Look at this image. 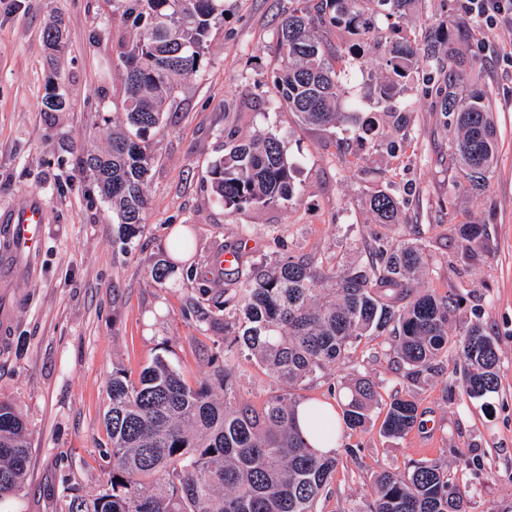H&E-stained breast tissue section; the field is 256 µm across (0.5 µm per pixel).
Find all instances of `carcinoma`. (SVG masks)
<instances>
[{"mask_svg":"<svg viewBox=\"0 0 512 512\" xmlns=\"http://www.w3.org/2000/svg\"><path fill=\"white\" fill-rule=\"evenodd\" d=\"M277 25L278 60L272 82L281 102L305 124L334 128L354 125L358 136L374 122H358L341 108L346 60L378 58L383 73L377 102L398 131H406L401 87L424 72L435 96L443 129L456 131L448 165L476 190L488 186L498 140L489 96L463 91L472 59L463 50L469 31L435 28L422 37L393 38L398 20L419 0H299ZM125 33L117 46L124 112L112 118L103 148L82 152L101 199L112 208L116 241L130 247L141 234L148 204L146 188L156 161L154 135L164 108L181 80L201 64L212 23L224 17V0H112ZM343 27L355 42L332 48L325 33ZM294 164L274 133L224 135V156L207 171L216 196L239 212L287 205L294 197ZM375 224L403 223V204L390 189L370 198ZM463 259L484 248V224L454 227ZM192 238L183 232L171 244L188 256ZM427 244L409 231L398 240L371 233L365 263L323 264L311 257L279 256L237 268L222 288H204V319L224 330L211 360H222L214 378L189 384L162 355H155L133 379L112 368L108 438L100 450L103 490L84 496L63 483L65 512H315L330 486L339 457L323 454L305 440L301 403L293 390L355 351L370 336H386L407 384L432 375L448 345L466 366L461 387L470 399L498 388V348L480 322L463 338L448 333L460 300L419 288L427 275ZM257 363L280 385L260 406L239 398L235 361ZM223 394H218L215 388ZM383 382L366 376L345 386L343 422L364 427L383 407L381 433L403 438L419 425L411 391L382 401ZM29 442L21 412L0 401V502L21 491ZM374 497L352 512H468L465 487L448 477L436 460L410 462L375 473Z\"/></svg>","mask_w":512,"mask_h":512,"instance_id":"carcinoma-1","label":"carcinoma"}]
</instances>
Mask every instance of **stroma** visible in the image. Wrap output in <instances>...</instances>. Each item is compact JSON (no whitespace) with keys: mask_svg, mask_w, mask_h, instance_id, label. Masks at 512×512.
<instances>
[{"mask_svg":"<svg viewBox=\"0 0 512 512\" xmlns=\"http://www.w3.org/2000/svg\"><path fill=\"white\" fill-rule=\"evenodd\" d=\"M294 6V0H224L200 68L165 108L143 233L124 251L113 244L110 206L78 168L81 147L104 145L106 120L122 109L112 47L123 25L112 15V0H0V210L35 197L48 211L32 269L20 280H0V310L10 314L0 340V401L22 412L30 443L25 485L7 512H64L65 475L82 493H98L113 366L136 375L160 354L187 381L211 377L209 350L221 335L195 304L218 253L240 248L250 264L281 253L332 263L366 258L367 201L386 180L404 215L383 234L395 240L406 225L419 226L433 257L422 285L462 295L452 336L478 321L496 338L499 389L482 400L464 398L455 385L463 364L453 355L443 359L438 375L413 388L420 423L407 436L383 437L378 414L366 429L347 432L344 441L356 453L341 456L317 512H352L371 499L376 472L424 459L448 463L468 491L471 512H512V24H488L462 11L459 0H423L401 22L410 36L427 27L472 30L467 84L489 94L498 139L489 186L477 194L449 171L450 136L421 83H407L401 94L411 143L396 152L392 133L360 140L345 126L303 124L280 104L269 79L276 21ZM56 18L66 32L54 53L43 30ZM53 75L68 98L63 112L43 105ZM231 130L279 135L295 165L288 206L235 212L217 199L207 171L223 156ZM467 223L487 225L493 250L468 264L453 233ZM184 229L192 232L188 264L196 276L181 274L157 287L149 273L169 258L171 237ZM236 371L241 396L254 403L279 390L245 358ZM360 374L382 380L386 398L405 388L388 341L378 338L363 340L296 393L301 402L337 407V386Z\"/></svg>","mask_w":512,"mask_h":512,"instance_id":"stroma-1","label":"stroma"}]
</instances>
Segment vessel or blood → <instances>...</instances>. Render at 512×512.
<instances>
[{
    "label": "vessel or blood",
    "mask_w": 512,
    "mask_h": 512,
    "mask_svg": "<svg viewBox=\"0 0 512 512\" xmlns=\"http://www.w3.org/2000/svg\"><path fill=\"white\" fill-rule=\"evenodd\" d=\"M47 212L39 200L31 199L21 206L0 212L9 238V254L1 265L13 276L27 272L39 251Z\"/></svg>",
    "instance_id": "b4317fda"
}]
</instances>
